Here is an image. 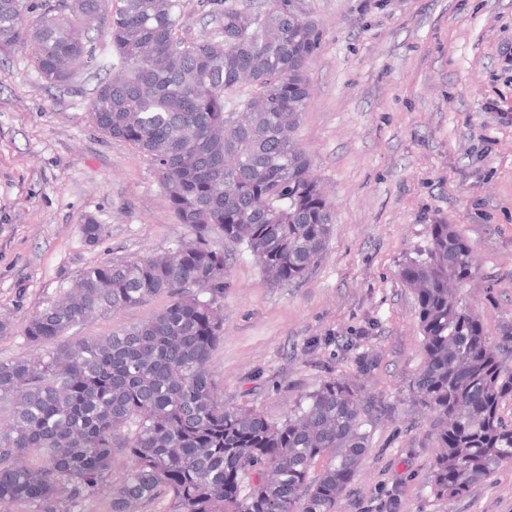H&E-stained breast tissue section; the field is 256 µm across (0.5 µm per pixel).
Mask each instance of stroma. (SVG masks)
I'll return each mask as SVG.
<instances>
[{
    "label": "stroma",
    "mask_w": 512,
    "mask_h": 512,
    "mask_svg": "<svg viewBox=\"0 0 512 512\" xmlns=\"http://www.w3.org/2000/svg\"><path fill=\"white\" fill-rule=\"evenodd\" d=\"M322 31L308 64L311 98L297 131L333 209L331 236L304 280L275 286L230 248L224 337L208 369L225 403L288 415L324 380L321 365L366 400L370 443L336 512H512V465L465 496L434 498L433 415L411 392L423 362L412 289L400 266L452 224L474 247L458 298L490 339L512 333V0H302ZM64 88L39 75L29 49L0 55V360L32 355L25 321L85 266L170 249L175 220L146 156L101 134L87 106L104 79ZM495 102L496 111L485 109ZM108 227L89 244L87 219ZM171 302L96 314L77 336H106ZM312 336L334 344L310 353ZM368 353L369 373L357 357Z\"/></svg>",
    "instance_id": "stroma-1"
}]
</instances>
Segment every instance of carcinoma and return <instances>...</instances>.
I'll return each mask as SVG.
<instances>
[{"instance_id": "cac0c4a2", "label": "carcinoma", "mask_w": 512, "mask_h": 512, "mask_svg": "<svg viewBox=\"0 0 512 512\" xmlns=\"http://www.w3.org/2000/svg\"><path fill=\"white\" fill-rule=\"evenodd\" d=\"M210 31L184 32L185 0H0V53L23 45L41 78L63 87L99 69L76 28L101 14L117 75L98 84L90 118L149 157L171 211L191 237L167 252L85 267L76 287L34 313L20 335L40 350L0 361V512H336L369 444L368 402L327 377L287 417L224 403L208 371L224 336V245L244 247L278 285L306 278L333 212L309 175L296 132L318 24L300 0H200ZM85 239L106 227L90 219ZM472 244L451 224L400 275L418 308L424 361L412 387L436 416V499L458 498L512 464V336L495 343L448 293L473 276ZM173 297L150 320L109 336L68 338L95 312ZM133 462L111 481L115 456ZM38 455L41 463L30 457ZM328 464L317 475V461Z\"/></svg>"}]
</instances>
